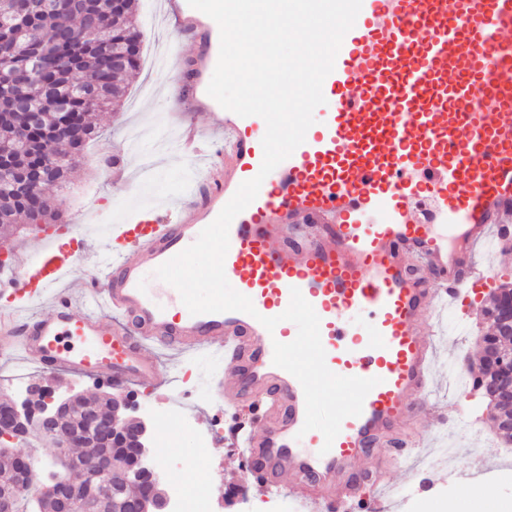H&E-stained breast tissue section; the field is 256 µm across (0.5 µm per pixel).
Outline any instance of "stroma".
<instances>
[{
    "label": "stroma",
    "instance_id": "35a3bbf8",
    "mask_svg": "<svg viewBox=\"0 0 512 512\" xmlns=\"http://www.w3.org/2000/svg\"><path fill=\"white\" fill-rule=\"evenodd\" d=\"M139 29L143 39L140 67L129 76V86L119 106L109 112H95L92 122L100 136L90 143L76 169L64 186H49L45 196L55 200L64 217L80 216L85 224H124L136 213L185 196L192 179L189 157L177 151L162 154L154 150L163 137L178 138L179 120L172 109L173 83L178 80L184 61L195 50L194 44L179 37L169 26L165 0H139ZM486 324L478 310L467 302L457 303L443 316V334L448 342L439 359L441 380L433 392L439 404L454 403L460 408L455 417L439 415L430 421L431 455L418 458L411 473H403L399 462L404 448L417 436V427L401 430L399 450L384 460L387 476L399 488L395 498H377L375 512H442L459 486V480L441 468L435 450L455 445L465 471L483 477L485 488L496 498L512 501V447L501 444L486 404L475 396L457 390L454 379L464 372V362L476 358V338ZM200 363L187 358L168 368V384L146 382L125 391L135 404L157 408L177 407L201 431L211 434L207 447H197L191 435H179L178 427L168 420L151 423L154 440H166L174 454L191 458L192 467L182 478L194 481L196 488L215 483L218 490L214 505L217 512H243L240 503L228 502L229 492L240 485L251 487L249 498L258 502L265 494L253 485L237 454L230 432L238 422L247 420L249 411L225 414L223 423L207 418L217 400L200 379ZM187 382L172 390L170 382L178 376ZM482 436L488 449L472 452L473 439Z\"/></svg>",
    "mask_w": 512,
    "mask_h": 512
}]
</instances>
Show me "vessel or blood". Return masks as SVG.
Here are the masks:
<instances>
[{"mask_svg": "<svg viewBox=\"0 0 512 512\" xmlns=\"http://www.w3.org/2000/svg\"><path fill=\"white\" fill-rule=\"evenodd\" d=\"M168 5L197 45L179 109L208 116L224 146L176 222L161 205L113 228L93 286L74 287L76 258L51 238L1 279L0 362L29 358L108 384L159 377L163 350L221 360L210 388L236 403L273 400L237 432L261 486L287 491L302 512H370L363 486L393 489L384 451L431 414L443 311L461 290L494 285L495 265L476 250L512 234V0H362L315 124L231 223L224 271L252 315H194L174 287L146 286L258 174L266 132L261 117L207 93L217 24L187 0ZM295 288L320 319L327 367L379 380L329 446L303 431V388L273 363L274 342L297 336L280 318ZM37 302L46 313L29 314ZM264 316L279 317L274 331Z\"/></svg>", "mask_w": 512, "mask_h": 512, "instance_id": "b4317fda", "label": "vessel or blood"}]
</instances>
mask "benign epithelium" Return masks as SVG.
<instances>
[{"mask_svg": "<svg viewBox=\"0 0 512 512\" xmlns=\"http://www.w3.org/2000/svg\"><path fill=\"white\" fill-rule=\"evenodd\" d=\"M4 108L27 112L30 128L41 118L39 110L31 105L26 79L22 75L17 78L11 100L0 103V110ZM4 160L5 156L0 154V174L11 178L19 194L27 198L31 210H38L41 182L50 171L51 158L43 157V165L37 170L12 164L7 166ZM106 401L107 407L91 409L74 387L58 393L39 382L31 384L22 397L13 399L7 395L1 398L0 436L6 442L0 444V457L10 459L12 464L11 495L39 503L43 493L49 490L57 512H69L71 503L81 496L96 498L103 492L114 497L123 495L133 481L137 495L124 498L123 512H167L168 493L158 475L160 465L150 456L147 422L140 417L127 416L134 410V405L126 397L111 394L106 396ZM31 437L54 444L62 456L69 448H87L93 443L106 448H123L127 459L120 462L106 451L85 460L81 465L85 473L82 484H75L56 471L38 481L31 458L14 450L15 444Z\"/></svg>", "mask_w": 512, "mask_h": 512, "instance_id": "7a95c632", "label": "benign epithelium"}]
</instances>
